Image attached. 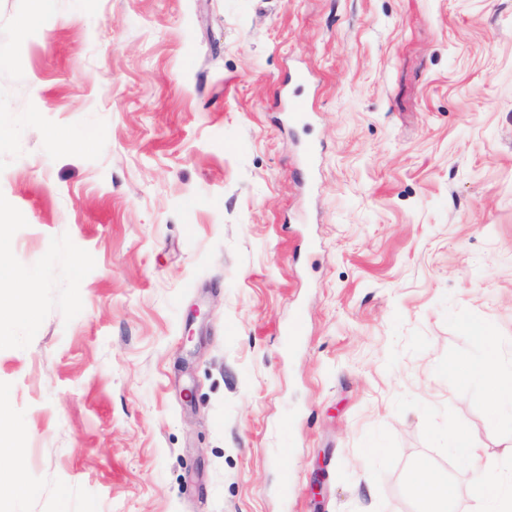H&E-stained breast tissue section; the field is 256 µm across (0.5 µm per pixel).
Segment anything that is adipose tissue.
Instances as JSON below:
<instances>
[{
	"label": "adipose tissue",
	"instance_id": "1",
	"mask_svg": "<svg viewBox=\"0 0 512 512\" xmlns=\"http://www.w3.org/2000/svg\"><path fill=\"white\" fill-rule=\"evenodd\" d=\"M496 349L488 347L485 359L477 364H466L471 378L486 382L493 404L512 402V377L504 378L496 370ZM457 453L469 468L485 474L486 479L474 489L477 512H512V470L500 467L493 458L483 454L467 436L458 431Z\"/></svg>",
	"mask_w": 512,
	"mask_h": 512
}]
</instances>
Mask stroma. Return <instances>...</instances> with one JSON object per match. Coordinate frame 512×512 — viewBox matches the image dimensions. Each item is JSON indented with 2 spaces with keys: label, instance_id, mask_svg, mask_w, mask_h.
Listing matches in <instances>:
<instances>
[{
  "label": "stroma",
  "instance_id": "obj_1",
  "mask_svg": "<svg viewBox=\"0 0 512 512\" xmlns=\"http://www.w3.org/2000/svg\"><path fill=\"white\" fill-rule=\"evenodd\" d=\"M52 3L0 0V286L39 311H0V512H430L422 462L475 512L454 428L512 456L461 368L491 336L512 374V0Z\"/></svg>",
  "mask_w": 512,
  "mask_h": 512
}]
</instances>
